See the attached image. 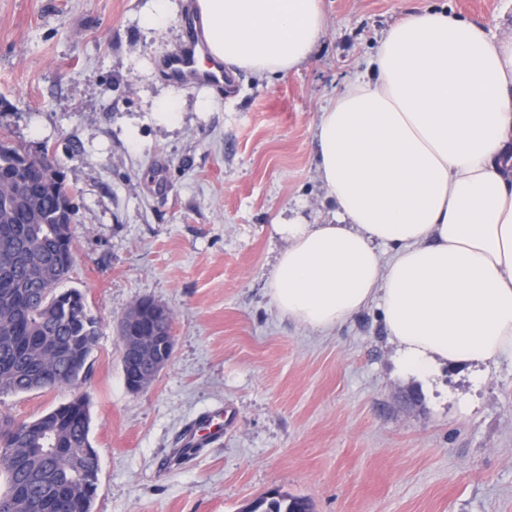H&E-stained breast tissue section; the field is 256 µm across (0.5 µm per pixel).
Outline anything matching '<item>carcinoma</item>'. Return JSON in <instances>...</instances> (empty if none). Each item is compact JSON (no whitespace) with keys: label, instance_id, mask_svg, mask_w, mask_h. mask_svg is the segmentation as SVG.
<instances>
[{"label":"carcinoma","instance_id":"1","mask_svg":"<svg viewBox=\"0 0 512 512\" xmlns=\"http://www.w3.org/2000/svg\"><path fill=\"white\" fill-rule=\"evenodd\" d=\"M74 188L64 170L35 167L32 155L0 136V394L68 388L73 398L31 421L0 418L2 496L15 512H91L99 460L82 392L99 323L76 288L63 291L74 258ZM247 512H311L304 497L273 492Z\"/></svg>","mask_w":512,"mask_h":512}]
</instances>
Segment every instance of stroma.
<instances>
[{"mask_svg": "<svg viewBox=\"0 0 512 512\" xmlns=\"http://www.w3.org/2000/svg\"><path fill=\"white\" fill-rule=\"evenodd\" d=\"M162 34L146 0H0V134L49 146L77 190L74 264L100 322L85 389L99 458L92 512H243L270 491L312 512H512V355L495 368L404 374L377 305L320 333L268 294L295 213L328 217L314 128L354 65L397 18L448 6L498 36L512 0H323L324 35L298 70L234 75L177 125L156 124L166 59L188 38L193 0ZM138 144H131V136ZM150 298L172 311L174 354L128 390L120 319ZM70 390L0 395V416L34 420ZM224 412V435L186 450L184 430Z\"/></svg>", "mask_w": 512, "mask_h": 512, "instance_id": "35a3bbf8", "label": "stroma"}]
</instances>
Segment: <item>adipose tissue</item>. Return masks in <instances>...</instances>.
Returning <instances> with one entry per match:
<instances>
[{
	"label": "adipose tissue",
	"mask_w": 512,
	"mask_h": 512,
	"mask_svg": "<svg viewBox=\"0 0 512 512\" xmlns=\"http://www.w3.org/2000/svg\"><path fill=\"white\" fill-rule=\"evenodd\" d=\"M233 72L288 74L312 56L322 0H194ZM335 210L280 220L277 311L328 331L374 303L417 376L512 353V35L445 8L391 25L315 128Z\"/></svg>",
	"instance_id": "adipose-tissue-1"
}]
</instances>
